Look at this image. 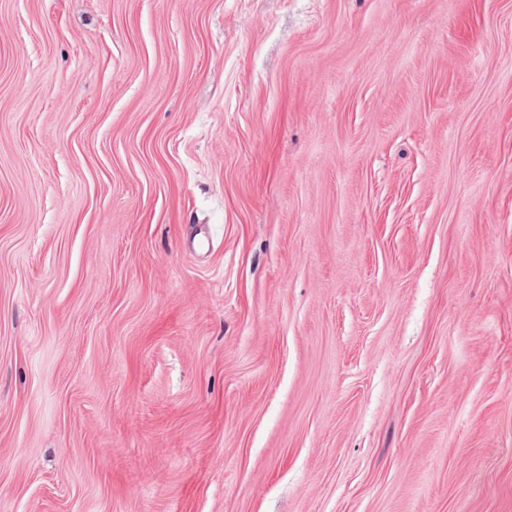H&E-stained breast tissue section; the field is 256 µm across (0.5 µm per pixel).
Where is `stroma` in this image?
Masks as SVG:
<instances>
[{"mask_svg": "<svg viewBox=\"0 0 512 512\" xmlns=\"http://www.w3.org/2000/svg\"><path fill=\"white\" fill-rule=\"evenodd\" d=\"M0 512H512V0H0Z\"/></svg>", "mask_w": 512, "mask_h": 512, "instance_id": "stroma-1", "label": "stroma"}]
</instances>
